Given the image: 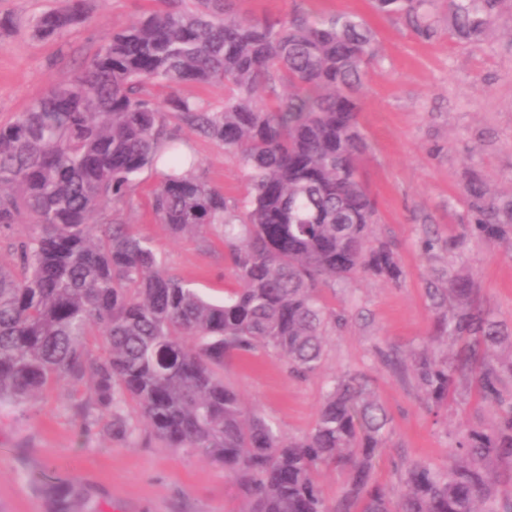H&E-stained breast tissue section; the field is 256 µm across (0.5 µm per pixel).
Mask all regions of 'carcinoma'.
Returning <instances> with one entry per match:
<instances>
[{"instance_id":"obj_1","label":"carcinoma","mask_w":512,"mask_h":512,"mask_svg":"<svg viewBox=\"0 0 512 512\" xmlns=\"http://www.w3.org/2000/svg\"><path fill=\"white\" fill-rule=\"evenodd\" d=\"M133 25L112 31L68 79L0 125V227L29 223L16 263L0 264V407L90 376L88 406L112 417L135 445L131 407L161 447L199 452L224 466L241 512H512V332L477 305L474 280L445 266L426 282L432 336L407 364L435 406L460 386L499 407L489 428L455 431L448 463L397 466V494L375 471L390 417L361 373L336 377L312 428L285 438L224 382V358L273 351L291 374L321 367L325 336L345 323L327 301L358 273L398 280L389 245L371 241L378 211L360 170L368 141L357 100L379 55L376 32L354 12L289 20L234 14V0H149ZM506 0H370L424 41L440 33L477 44ZM88 0L32 21L57 40L87 16ZM224 86V107L151 88ZM224 147L244 171L228 197L197 172L170 121ZM166 172L150 207L174 237L209 231L224 245L235 284L213 299L170 274L154 244L124 216L137 178ZM471 234L512 238V194L470 178ZM104 339L109 353L92 354ZM457 347L448 355L444 345ZM344 475L331 502L321 472ZM48 512H76L81 488L44 476Z\"/></svg>"}]
</instances>
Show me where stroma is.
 Returning <instances> with one entry per match:
<instances>
[{"mask_svg": "<svg viewBox=\"0 0 512 512\" xmlns=\"http://www.w3.org/2000/svg\"><path fill=\"white\" fill-rule=\"evenodd\" d=\"M59 0H0V123L33 98L67 79L100 47L104 36L135 22L145 0H90L85 22L61 41L34 37L29 23ZM244 15L293 16L347 11L364 16L375 30L381 58L369 71L360 100L371 142L362 162L380 219L377 239L390 243L403 275L392 282L355 275L329 301L346 317L331 333L321 368L289 374L284 358L260 351L224 364L225 382L238 388L284 436L312 427L326 384L334 376L366 374L390 416L388 448L378 477L396 486L395 463L448 461L450 433L463 426L486 428L497 416L459 390L440 409H430L416 383L400 378L374 357L376 348L406 354L423 344L433 313L424 288L433 265L421 240L467 235L454 268L469 273L494 317L512 326V240L487 243L469 237L470 216L462 187L477 173L493 189L512 191V9H504L486 41L462 46L447 36L424 42L401 21L372 11L368 0H237ZM208 182L239 195L244 174L224 148L181 129ZM138 206L131 222L152 239L167 269L193 287L223 297L232 280L217 239L171 238L148 206L160 180L156 169L138 177ZM92 379L43 392L22 406L0 408V512H46L39 490L44 472L80 483L82 512H240L243 501L223 467L186 450L159 447L146 428L136 445L114 436L108 417L88 403Z\"/></svg>", "mask_w": 512, "mask_h": 512, "instance_id": "obj_1", "label": "stroma"}]
</instances>
